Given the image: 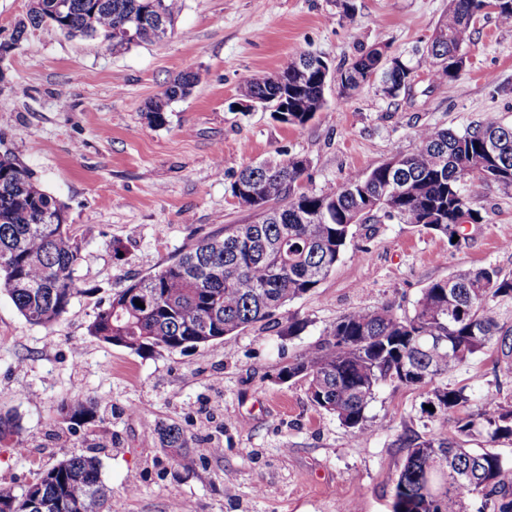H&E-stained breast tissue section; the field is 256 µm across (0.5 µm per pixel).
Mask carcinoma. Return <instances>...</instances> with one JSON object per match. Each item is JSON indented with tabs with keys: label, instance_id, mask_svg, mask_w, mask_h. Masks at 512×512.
<instances>
[{
	"label": "carcinoma",
	"instance_id": "carcinoma-1",
	"mask_svg": "<svg viewBox=\"0 0 512 512\" xmlns=\"http://www.w3.org/2000/svg\"><path fill=\"white\" fill-rule=\"evenodd\" d=\"M482 4L448 0V13L430 44L436 80H453L465 66L471 25ZM182 6L183 0H35L12 40L17 44L28 27L50 23L68 36L127 48L166 35L161 27H171ZM125 29L136 37H118ZM309 56L247 79L241 94L274 109L279 121L305 126L322 109L325 90L318 71L298 68ZM378 61L379 50L362 51L339 69L340 80L355 74L364 79ZM384 72L388 97L412 89L414 70L403 61ZM195 81L196 75L187 73L167 86L147 106L148 123L165 126L168 104ZM416 138L414 152L356 172L327 195L301 190L310 167L303 158L246 166L231 192L257 221L228 224L161 270L128 279L98 306L89 335L138 354L185 351L237 336L317 288L341 259L356 224L378 211L461 248L468 237L459 213L466 211L473 224L483 222L469 200L490 183L512 186V126L491 115L462 134L425 126ZM79 253L65 206L15 154L0 152V292L30 324L51 326L68 313L79 292L74 278ZM501 297L512 298L511 275L494 266L461 271L424 288L411 316L391 304L345 315L324 331L313 351L283 366L278 379L305 380L315 407L348 429L364 431L366 409L384 384L427 385L489 348L511 374L512 325L500 322L493 306ZM468 402L465 389L444 385L434 388L429 404L446 415ZM59 416L72 430L102 421L94 400L65 403ZM20 431L15 415L0 414V441ZM451 431L482 436L489 444L511 440L512 402L486 394L481 408L453 422ZM159 438L165 448L189 447L176 425L161 428ZM406 448L392 512H468L470 503L475 512H512V465L499 454L465 448L442 434L410 440ZM91 505L96 512H116L118 505L92 455L60 461L19 495L0 490V512H89Z\"/></svg>",
	"mask_w": 512,
	"mask_h": 512
}]
</instances>
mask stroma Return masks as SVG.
Here are the masks:
<instances>
[{"label": "stroma", "instance_id": "35a3bbf8", "mask_svg": "<svg viewBox=\"0 0 512 512\" xmlns=\"http://www.w3.org/2000/svg\"><path fill=\"white\" fill-rule=\"evenodd\" d=\"M353 3L346 18L339 0H184L171 34L115 50L46 25L12 44L30 0H0V44L10 47L0 63V151L65 205L81 246V292L54 325H31L0 293V412L22 426L21 447L0 443V489L22 493L91 450L123 512H179L185 502L193 512H391L406 441L449 434L466 416L462 407L428 413L426 388L384 385L366 410L380 430L355 432L310 402L304 380L278 372L354 310L390 303L410 315L433 281L488 265L512 274V187L496 183L472 200L484 221L468 226L461 249L376 214L318 288L224 343L138 355L87 333L98 302L127 277L252 221L230 190L248 165L305 157L303 191L330 194L351 173L414 151L421 127L461 133L489 115L512 125V26L479 16L463 70L438 83L427 46L448 0ZM373 46L414 66L408 95L389 98L376 80L345 97L331 83L301 129L237 106L245 80L300 53L337 65ZM188 72L191 93L169 104L166 126H149L147 103ZM292 318L306 324L300 335L284 332ZM447 384L512 401V374L488 353ZM91 399L102 423L75 433L58 423L61 404ZM163 423L186 434L187 468L161 446Z\"/></svg>", "mask_w": 512, "mask_h": 512}]
</instances>
